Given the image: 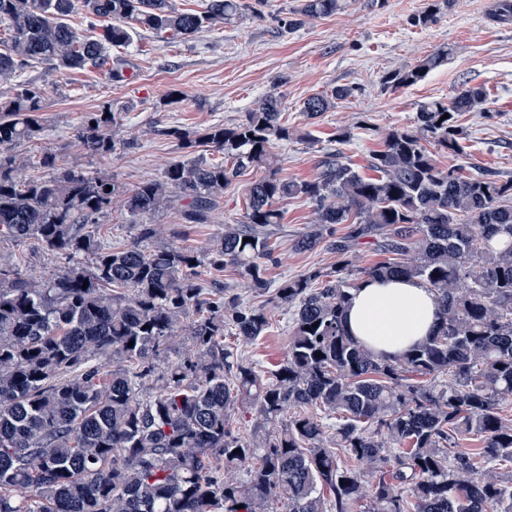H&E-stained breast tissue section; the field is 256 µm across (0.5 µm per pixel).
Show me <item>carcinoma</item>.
Returning a JSON list of instances; mask_svg holds the SVG:
<instances>
[{
	"label": "carcinoma",
	"mask_w": 512,
	"mask_h": 512,
	"mask_svg": "<svg viewBox=\"0 0 512 512\" xmlns=\"http://www.w3.org/2000/svg\"><path fill=\"white\" fill-rule=\"evenodd\" d=\"M429 0L412 25L432 23ZM343 0H298L288 25L328 17ZM242 0H0V244L38 243L73 264L45 280L25 278L0 257V512H512V179L443 169L428 145L461 150L456 116L483 108L471 87L421 105L412 129L381 134L366 177L328 153L311 180L274 176L250 184L245 221L226 224L200 249L162 241L148 222L179 207L184 224H208L246 168L271 167V148L297 131L269 95L234 125L179 132L183 155L156 179L128 187L103 171L57 167L46 150L18 162L9 151L41 130L42 91L24 69L53 61L64 71L106 65L140 28L171 40L239 20ZM106 25L79 36L68 17ZM439 48L385 83L412 86L448 62ZM351 95L339 87L305 100L316 119ZM447 119H442L443 115ZM120 113L96 112L78 132L101 155L128 145ZM208 145L224 153L194 157ZM45 171L15 177L19 167ZM306 198L314 218L296 241L342 256L279 282L268 227L279 201ZM119 205L137 227L130 245L107 248L90 231ZM348 225L336 236V225ZM372 243L385 260L353 263ZM91 258V266L74 261ZM233 266L257 293L294 309L288 355L277 370L243 361L224 341L255 342L270 311L219 286L201 270ZM409 276L436 295L429 339L379 360L343 328L352 291L368 277ZM88 286H83V283ZM318 327H313V324ZM311 330H306V327ZM133 346H128V343ZM246 405L263 421L231 430ZM288 422H281L284 413ZM476 436L481 447L461 442ZM242 469L246 479L229 474Z\"/></svg>",
	"instance_id": "cac0c4a2"
}]
</instances>
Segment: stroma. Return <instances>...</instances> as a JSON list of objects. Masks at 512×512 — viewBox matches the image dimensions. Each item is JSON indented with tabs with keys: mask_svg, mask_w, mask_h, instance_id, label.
Here are the masks:
<instances>
[{
	"mask_svg": "<svg viewBox=\"0 0 512 512\" xmlns=\"http://www.w3.org/2000/svg\"><path fill=\"white\" fill-rule=\"evenodd\" d=\"M345 2L336 14L299 26L290 23L296 0H262L259 14L203 30L186 41L138 31L120 51L127 75L121 83L112 82L104 67L63 71L52 62L36 64L24 77L43 92L41 130L12 153L23 159L48 148L62 168L105 171L131 187L160 176L181 156L176 130L234 124L266 96H281L284 118L299 135L275 142L272 168L243 171L226 190L212 223H181L174 210L155 216L170 243L198 248L222 225L243 221L245 193L253 181L270 175L312 179L328 151L343 154L361 172H369L382 131L412 128L422 103L481 87L490 94L486 110L458 118L461 153L439 149L436 159L442 167L461 169L467 176L512 177V20L495 16L499 0H452L425 28L413 26L412 19L427 0ZM440 47L450 51L447 64L415 85L385 86L389 71L415 66ZM174 87L184 93L178 105L167 102ZM336 87L349 88L350 96L332 111L308 119L302 111L304 101ZM104 106L122 114L114 135L126 146L120 153L101 156L86 151L77 134L88 113ZM278 207L283 220L272 229V283L333 267L335 252L322 246L300 251L294 246L312 220L308 201L293 198ZM0 253L12 256L23 275L31 278H50L67 265L32 242L0 247ZM291 326V311L273 308L265 335L247 346L248 358L265 370L277 369L287 355Z\"/></svg>",
	"mask_w": 512,
	"mask_h": 512,
	"instance_id": "35a3bbf8",
	"label": "stroma"
}]
</instances>
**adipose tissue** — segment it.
<instances>
[{"label":"adipose tissue","mask_w":512,"mask_h":512,"mask_svg":"<svg viewBox=\"0 0 512 512\" xmlns=\"http://www.w3.org/2000/svg\"><path fill=\"white\" fill-rule=\"evenodd\" d=\"M438 303L420 279H366L346 309L345 328L374 356L388 360L423 343L435 332Z\"/></svg>","instance_id":"ef3b65f1"}]
</instances>
